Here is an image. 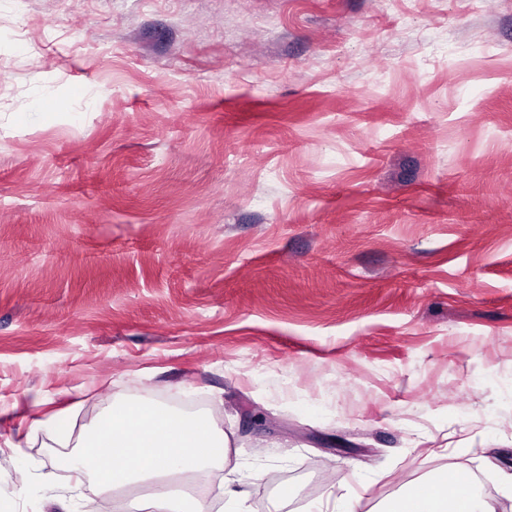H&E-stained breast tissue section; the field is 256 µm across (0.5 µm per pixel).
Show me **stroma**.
<instances>
[{
  "instance_id": "1",
  "label": "stroma",
  "mask_w": 512,
  "mask_h": 512,
  "mask_svg": "<svg viewBox=\"0 0 512 512\" xmlns=\"http://www.w3.org/2000/svg\"><path fill=\"white\" fill-rule=\"evenodd\" d=\"M141 400L218 507L512 502V0H0V512ZM435 484L452 487L448 497L432 492ZM406 488L388 500L381 512H496L494 503L479 495L472 482L464 475L448 468L433 473L427 480Z\"/></svg>"
}]
</instances>
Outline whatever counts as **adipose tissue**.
Here are the masks:
<instances>
[{"label":"adipose tissue","mask_w":512,"mask_h":512,"mask_svg":"<svg viewBox=\"0 0 512 512\" xmlns=\"http://www.w3.org/2000/svg\"><path fill=\"white\" fill-rule=\"evenodd\" d=\"M227 454L228 437L208 415L178 414L140 402L113 410L111 423L98 425L83 452L64 459L62 466L91 475L98 496L149 481L154 499L163 502L169 497V477L196 474ZM435 484L451 486V495L433 493ZM381 512H496V507L466 476L446 468L388 500Z\"/></svg>","instance_id":"obj_1"}]
</instances>
